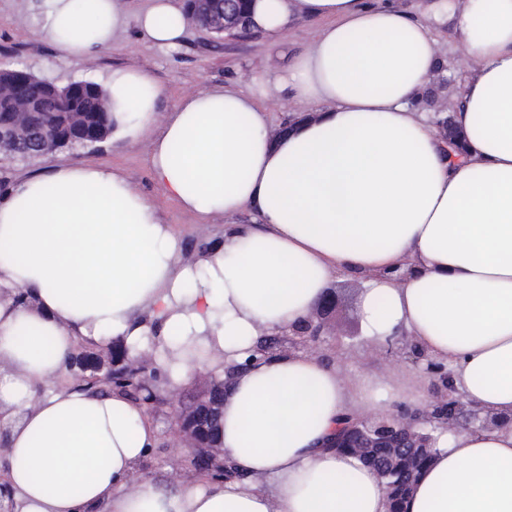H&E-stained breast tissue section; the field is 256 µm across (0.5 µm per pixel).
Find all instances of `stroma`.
I'll list each match as a JSON object with an SVG mask.
<instances>
[{
	"mask_svg": "<svg viewBox=\"0 0 512 512\" xmlns=\"http://www.w3.org/2000/svg\"><path fill=\"white\" fill-rule=\"evenodd\" d=\"M31 13V0H0V67L19 66L41 78L64 85L71 81L107 82L113 72L129 67L148 70L161 89L156 103V119L172 110L188 93L239 82L252 83L274 120L290 115L292 107L274 89L277 77L285 75L291 57L308 47L316 22L303 19L280 43H270L259 32L238 36H218L191 27L182 46L175 51L161 49L138 39L132 30H123L112 44L86 61L63 59L58 49L37 33ZM442 67L431 76L430 96L418 98L416 107L424 112L451 105L457 92V75L467 71L470 62L460 40H450L440 50ZM97 163L110 166L127 176L157 207L164 223L174 225L183 235L181 261L200 257L205 244L223 240L226 224H250V211L219 217L205 231L195 229L196 220L167 199L149 172V141L105 138L85 147L64 148L34 159H13L0 154V186L32 174L47 172L58 163ZM336 294V336L326 337L319 348L322 360L352 375L369 374L395 387L427 386L416 367L407 362L389 361L382 345L368 342L362 334L357 312V281L333 283ZM159 432V442L142 461L139 472L148 477L166 475V460L176 438L170 407L149 412Z\"/></svg>",
	"mask_w": 512,
	"mask_h": 512,
	"instance_id": "35a3bbf8",
	"label": "stroma"
}]
</instances>
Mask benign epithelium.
Instances as JSON below:
<instances>
[{
	"instance_id": "1",
	"label": "benign epithelium",
	"mask_w": 512,
	"mask_h": 512,
	"mask_svg": "<svg viewBox=\"0 0 512 512\" xmlns=\"http://www.w3.org/2000/svg\"><path fill=\"white\" fill-rule=\"evenodd\" d=\"M239 3L240 0H192L190 12L198 26L212 33L233 36L241 23ZM436 127L451 151L462 154L463 145L457 134L448 127V121H439ZM70 140L95 143L103 140V137L77 127L63 134L45 120L41 112L29 111L21 118L0 123V153L10 158L25 159L35 151L50 152L57 145ZM335 307L336 303L328 292L306 319L279 332L286 338L285 352L317 351L323 337L332 335L334 331L330 315ZM386 346L390 358L411 363L428 379L430 399L421 408L403 409L382 418L363 413L355 415L343 430L337 447L348 448L357 456L367 448H393L398 453L419 456L432 448L433 436L429 426L433 424L460 431L475 425L488 428L497 423V418L481 416V412L463 399L453 384L448 366L427 359L418 350L411 335L401 333L388 340ZM111 367L112 357L102 354L89 357L84 365L85 372L92 374ZM204 379L206 393L203 397L188 402H171L178 428V439L173 447L180 449V454L176 456L180 463L185 453L203 451L212 462L224 467L226 463L221 442L208 443L206 434L212 417L220 414L219 398L224 394L226 381L213 375H206Z\"/></svg>"
}]
</instances>
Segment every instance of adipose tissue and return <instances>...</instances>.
<instances>
[{"label": "adipose tissue", "mask_w": 512, "mask_h": 512, "mask_svg": "<svg viewBox=\"0 0 512 512\" xmlns=\"http://www.w3.org/2000/svg\"><path fill=\"white\" fill-rule=\"evenodd\" d=\"M40 37L67 59L116 32L178 49L182 0H48ZM321 19L282 80L298 105L273 137L249 86L184 97L155 119L147 71L107 84L112 134L150 139V174L199 221L249 210L199 260L113 169L54 167L0 191V473L15 512H386L383 485L335 449L346 416L392 413L393 389L317 354L255 359L261 336L297 324L329 284L361 285L372 343L407 332L448 365L460 394L497 426L438 430L404 512H512V0H252L278 42ZM470 60L445 151L415 99L438 69L441 33ZM411 266L398 283L389 271ZM23 291L28 304L13 302ZM152 354L174 393L235 368L220 438L238 476L186 486L138 475L158 434L144 404L58 383L75 339Z\"/></svg>", "instance_id": "ef3b65f1"}]
</instances>
